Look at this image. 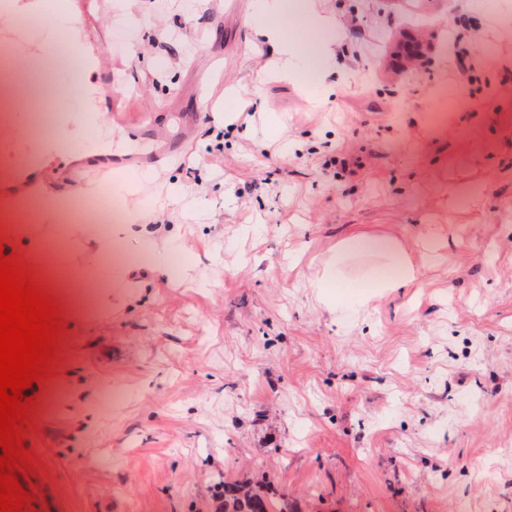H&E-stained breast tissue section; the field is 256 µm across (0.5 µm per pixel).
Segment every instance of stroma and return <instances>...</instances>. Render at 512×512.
<instances>
[{"mask_svg": "<svg viewBox=\"0 0 512 512\" xmlns=\"http://www.w3.org/2000/svg\"><path fill=\"white\" fill-rule=\"evenodd\" d=\"M112 2L113 101L192 122L118 175L112 313L61 323L24 391L34 512H216L245 479L299 512H512V0H312L341 35L316 104L306 68L258 79L253 0ZM425 224L419 286L343 320L312 288L342 236Z\"/></svg>", "mask_w": 512, "mask_h": 512, "instance_id": "35a3bbf8", "label": "stroma"}]
</instances>
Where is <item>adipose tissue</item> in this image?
Here are the masks:
<instances>
[{"label": "adipose tissue", "mask_w": 512, "mask_h": 512, "mask_svg": "<svg viewBox=\"0 0 512 512\" xmlns=\"http://www.w3.org/2000/svg\"><path fill=\"white\" fill-rule=\"evenodd\" d=\"M251 21L256 33L284 59L298 64L307 57L317 59L321 72L333 65L338 32L331 16L307 5L291 7L288 0H257ZM67 196V189L48 186L36 200L37 223L1 221L0 248L15 255L32 276L40 277L42 268L58 265L51 244L57 230L65 229V252L75 256L76 262L65 278L42 279L40 288L53 297L57 318L89 322L112 312V279L101 258L115 241L92 224L63 225ZM421 276L410 249L397 236L358 232L337 242L335 254L326 261L314 286L322 294L335 296L341 311L350 303L361 307L377 296L417 286Z\"/></svg>", "instance_id": "obj_1"}]
</instances>
